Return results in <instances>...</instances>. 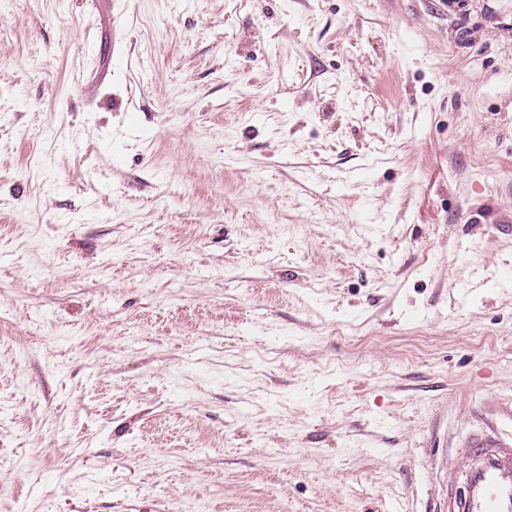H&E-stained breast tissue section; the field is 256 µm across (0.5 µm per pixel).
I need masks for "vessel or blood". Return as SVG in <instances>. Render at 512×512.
<instances>
[{
  "label": "vessel or blood",
  "instance_id": "b4317fda",
  "mask_svg": "<svg viewBox=\"0 0 512 512\" xmlns=\"http://www.w3.org/2000/svg\"><path fill=\"white\" fill-rule=\"evenodd\" d=\"M442 512H512V436L494 425L467 432L455 449Z\"/></svg>",
  "mask_w": 512,
  "mask_h": 512
}]
</instances>
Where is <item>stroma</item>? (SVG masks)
<instances>
[{
  "mask_svg": "<svg viewBox=\"0 0 512 512\" xmlns=\"http://www.w3.org/2000/svg\"><path fill=\"white\" fill-rule=\"evenodd\" d=\"M512 433V0H0V512H430Z\"/></svg>",
  "mask_w": 512,
  "mask_h": 512,
  "instance_id": "obj_1",
  "label": "stroma"
}]
</instances>
